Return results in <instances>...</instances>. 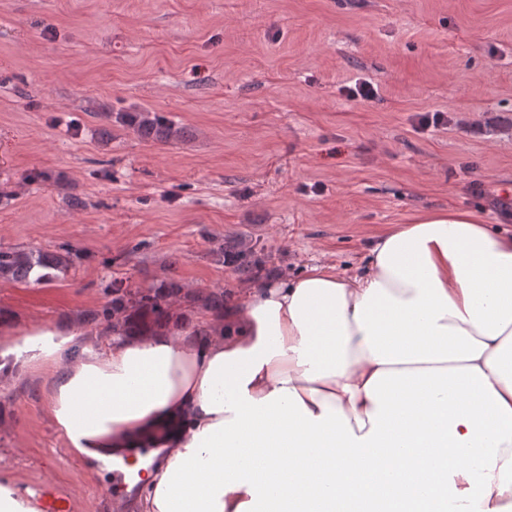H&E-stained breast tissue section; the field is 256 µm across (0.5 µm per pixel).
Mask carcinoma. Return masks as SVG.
<instances>
[{"instance_id": "1", "label": "carcinoma", "mask_w": 512, "mask_h": 512, "mask_svg": "<svg viewBox=\"0 0 512 512\" xmlns=\"http://www.w3.org/2000/svg\"><path fill=\"white\" fill-rule=\"evenodd\" d=\"M114 122L133 130L139 137L159 143L183 138L184 131L159 112H117ZM223 262L235 265L239 276L249 279L261 268V259L254 249H241L239 244L224 242L216 249ZM76 250L63 245L50 250L0 248V279L16 283H39L49 279L46 271L66 272L74 265ZM112 298L102 308L88 314V320L103 326L107 333L128 336L146 328H154L173 317L178 303H200L216 315L224 313V292L193 296L171 280L149 288L135 290L124 286L123 280L112 281Z\"/></svg>"}]
</instances>
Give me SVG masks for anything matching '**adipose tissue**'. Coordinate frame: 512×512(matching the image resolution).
<instances>
[{
  "mask_svg": "<svg viewBox=\"0 0 512 512\" xmlns=\"http://www.w3.org/2000/svg\"><path fill=\"white\" fill-rule=\"evenodd\" d=\"M198 332L0 336L90 467L145 463L135 512H506L512 236L464 209L393 224L358 273L244 284Z\"/></svg>",
  "mask_w": 512,
  "mask_h": 512,
  "instance_id": "ef3b65f1",
  "label": "adipose tissue"
}]
</instances>
